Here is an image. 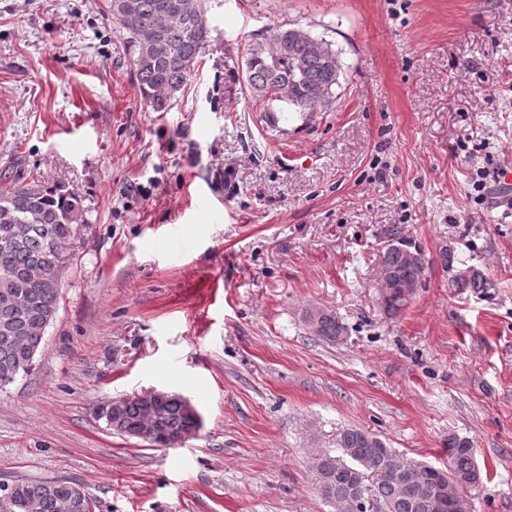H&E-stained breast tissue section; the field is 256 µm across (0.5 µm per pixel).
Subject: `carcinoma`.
<instances>
[{
    "label": "carcinoma",
    "mask_w": 512,
    "mask_h": 512,
    "mask_svg": "<svg viewBox=\"0 0 512 512\" xmlns=\"http://www.w3.org/2000/svg\"><path fill=\"white\" fill-rule=\"evenodd\" d=\"M135 5L144 29L124 24L125 2ZM207 0H112V16L127 34L141 98L156 112H165L180 93L211 39L206 26ZM342 66L332 44L295 28L276 26L270 41L252 46L246 74L251 92L269 111L282 106L302 115L325 112L340 85ZM81 200L58 187L15 184L0 189V388L28 373L46 329L58 312L60 267L73 226L82 222ZM381 263L405 276L422 279L424 267L409 265L398 250L386 251ZM456 287L482 293L491 281L478 271ZM341 325L336 313L323 315L317 338L336 342ZM118 434L143 439L189 433L201 424L198 411L180 394L159 395L153 403L138 397L114 401L102 416ZM376 434L348 427L336 433L339 454L311 458L314 486L333 504L352 494L363 480L385 512H433L421 491L437 486L435 467L408 460L387 444L376 446ZM475 448L470 441L448 437V474L461 487L472 482ZM407 471L414 484L406 489L392 470ZM11 500H0V512H92L93 502L78 484L63 479L11 481Z\"/></svg>",
    "instance_id": "obj_1"
}]
</instances>
